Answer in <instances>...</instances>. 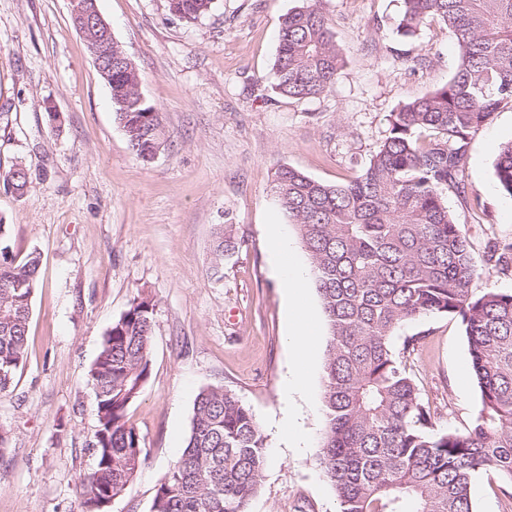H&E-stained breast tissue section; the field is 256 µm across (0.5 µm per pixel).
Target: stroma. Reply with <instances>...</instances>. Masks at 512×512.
Returning <instances> with one entry per match:
<instances>
[{
    "instance_id": "1",
    "label": "stroma",
    "mask_w": 512,
    "mask_h": 512,
    "mask_svg": "<svg viewBox=\"0 0 512 512\" xmlns=\"http://www.w3.org/2000/svg\"><path fill=\"white\" fill-rule=\"evenodd\" d=\"M301 4L214 0L185 21L167 0H97L166 131L164 151L146 164L128 147L69 0H0V173L16 163L29 172L23 195L0 185V219L14 253L41 254L27 360L0 393V512H81L95 467L88 369L137 297L155 304L150 376L127 411L147 460L106 512H151L197 394L220 385L251 408L268 444L250 512H337L318 461L324 346L306 391L290 404L283 394L295 358L268 225H286L297 261L308 257L271 191L273 176L290 166L328 184L352 180L386 138L390 113L447 84L459 53L439 20L402 34L403 0H325L343 67L327 92L293 99L277 92L274 63L282 18ZM511 141L507 104L472 132L461 192L443 194L478 262L476 296L512 291V270L486 261L490 246L512 241V197L495 175ZM219 224L232 225L238 247L216 275ZM399 333L422 337L407 368L436 412L435 429L470 427L479 395L460 320L429 315ZM290 412L306 448H291L280 429ZM500 484L494 470L475 475V512H512Z\"/></svg>"
}]
</instances>
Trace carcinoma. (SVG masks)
<instances>
[{
	"label": "carcinoma",
	"instance_id": "obj_1",
	"mask_svg": "<svg viewBox=\"0 0 512 512\" xmlns=\"http://www.w3.org/2000/svg\"><path fill=\"white\" fill-rule=\"evenodd\" d=\"M399 31L428 18L453 35L460 63L448 84L403 104L367 166L345 184H327L282 166L272 190L298 228L328 334L322 376L321 465L338 512H474L472 480L498 471L512 487V291L471 294L477 265L441 194L459 189L472 132L512 103V0H403ZM322 0L283 19L276 89L295 99L328 90L342 68ZM213 0H168L191 21ZM110 97L133 154L150 163L165 142L160 113L142 100V76L112 44ZM495 174L512 198V141ZM237 248L231 225L216 227L213 269ZM487 261L512 268V242ZM41 257L13 252L0 219V393L28 351V326ZM155 304L133 300L106 332L89 370L97 430L95 470L82 512H105L145 463L127 410L150 375ZM430 314L464 326L480 408L463 432L434 431L431 406L407 371L421 337L398 328ZM267 461L253 411L222 386L201 390L180 456L157 485L151 512H250Z\"/></svg>",
	"mask_w": 512,
	"mask_h": 512
}]
</instances>
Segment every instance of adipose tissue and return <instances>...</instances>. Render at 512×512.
I'll return each mask as SVG.
<instances>
[{
  "instance_id": "1",
  "label": "adipose tissue",
  "mask_w": 512,
  "mask_h": 512,
  "mask_svg": "<svg viewBox=\"0 0 512 512\" xmlns=\"http://www.w3.org/2000/svg\"><path fill=\"white\" fill-rule=\"evenodd\" d=\"M273 256L274 272L280 281L288 309L289 343L299 359H306L318 342V329L314 315L305 303L309 271L291 259L292 242L282 225L268 229Z\"/></svg>"
}]
</instances>
